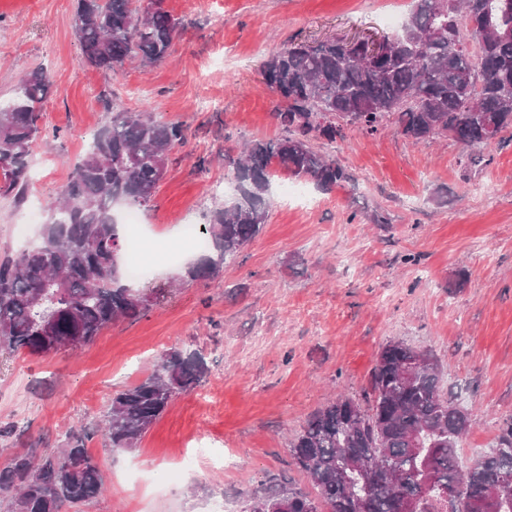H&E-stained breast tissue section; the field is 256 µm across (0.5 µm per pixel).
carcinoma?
<instances>
[{"label": "carcinoma", "mask_w": 512, "mask_h": 512, "mask_svg": "<svg viewBox=\"0 0 512 512\" xmlns=\"http://www.w3.org/2000/svg\"><path fill=\"white\" fill-rule=\"evenodd\" d=\"M181 22L151 0L143 14L131 0H77L74 23L84 62L114 70L132 59L161 62ZM268 88L284 103L276 113L285 136L246 144L232 168L234 204L210 211L201 225L205 257L185 268L183 281L211 279L254 240L271 202L272 164L328 191L351 174L315 149L343 137L344 124L367 135L392 126L416 143L452 137L465 164L483 160L512 128V0H416L394 35L389 57L360 62L342 55L337 41L313 48L290 40L262 64ZM52 86L39 67L0 103V195L27 186L39 120ZM185 143L181 125L125 109L93 138L60 198L48 207L40 241L0 257V354L49 353L64 342L79 348L120 319L150 309L149 297L120 283L119 228L113 213L122 201L146 206L163 179L173 149ZM418 351L390 342L375 370L371 411L340 395L314 413L291 447L298 467L317 487L329 512H396L395 504L427 492L440 498L450 485L461 504L477 512L488 486L512 478V419L502 423L492 448L467 474L457 460L470 414L442 393L439 365L404 377ZM207 373L204 357L169 352L141 381L108 404L105 439L117 450L135 448L180 393ZM84 430L70 431L59 448L38 456L14 455L0 469V506L6 512H69L104 488ZM385 461L390 481L372 472ZM244 512H318L315 500L284 486L251 499Z\"/></svg>", "instance_id": "1"}]
</instances>
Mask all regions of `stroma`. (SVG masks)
I'll return each mask as SVG.
<instances>
[{
    "label": "stroma",
    "mask_w": 512,
    "mask_h": 512,
    "mask_svg": "<svg viewBox=\"0 0 512 512\" xmlns=\"http://www.w3.org/2000/svg\"><path fill=\"white\" fill-rule=\"evenodd\" d=\"M182 27L167 57L105 72L85 65L74 34L75 0H0V100L46 69L53 85L33 146L22 200L0 196V254L36 244L49 203L68 183L112 103L182 124L155 199L142 209L140 281L158 298L81 349L0 355V468L19 452L60 447L83 427L106 490L77 512H242L274 484L316 496L291 443L336 394L368 405L372 375L391 341L431 352L442 390L474 413L458 450L467 464L512 419V130L476 166L444 137L418 145L393 129H346L325 146L354 178L329 191L277 170L301 196L272 192L260 234L219 277L186 282L165 249L183 222L205 223L232 195L224 154L281 138L277 96L260 67L288 39L390 35L389 16L412 0H163ZM387 221H369L372 212ZM28 227L26 237L17 225ZM201 353L209 372L176 397L130 451L98 428L112 396L148 375L168 352ZM207 435L225 469L178 462L192 435Z\"/></svg>",
    "instance_id": "stroma-1"
}]
</instances>
